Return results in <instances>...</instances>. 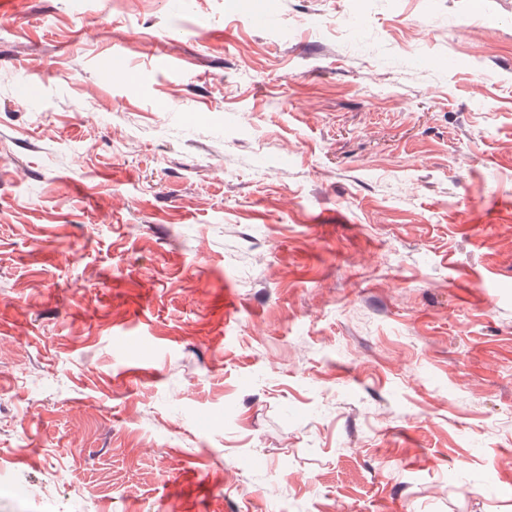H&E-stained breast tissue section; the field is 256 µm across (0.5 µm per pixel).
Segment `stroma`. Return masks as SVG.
<instances>
[{
	"instance_id": "stroma-1",
	"label": "stroma",
	"mask_w": 512,
	"mask_h": 512,
	"mask_svg": "<svg viewBox=\"0 0 512 512\" xmlns=\"http://www.w3.org/2000/svg\"><path fill=\"white\" fill-rule=\"evenodd\" d=\"M265 6L15 0L0 512H512V0Z\"/></svg>"
}]
</instances>
